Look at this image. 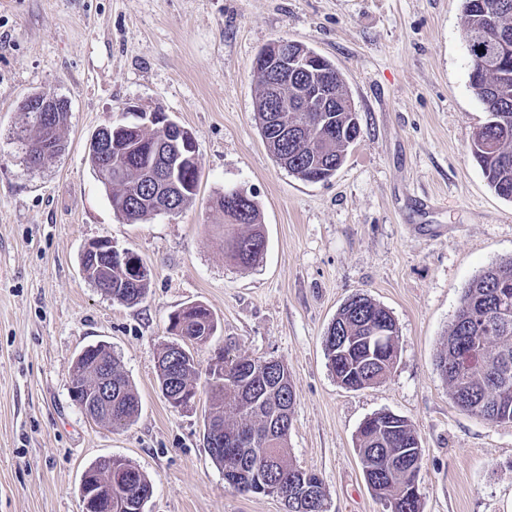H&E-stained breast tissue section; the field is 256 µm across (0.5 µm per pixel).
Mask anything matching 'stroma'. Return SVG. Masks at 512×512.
Here are the masks:
<instances>
[{
    "mask_svg": "<svg viewBox=\"0 0 512 512\" xmlns=\"http://www.w3.org/2000/svg\"><path fill=\"white\" fill-rule=\"evenodd\" d=\"M288 38L341 73L362 133L328 180L302 181L267 149L255 119L254 59ZM464 0H0V512H81L83 472L104 456L151 480L146 512H285L227 485L203 442L209 408L170 407L157 359L169 318L203 303L218 329L195 350L287 365L296 404L288 459L318 474L327 512H388L356 449L379 412L408 419L423 448V512H512V423L461 410L435 366L462 290L512 259V202L470 153L487 114L469 84ZM64 99L62 155L32 170L13 138L20 104ZM190 129L201 161L193 204L137 224L93 174L92 136L127 105ZM258 205L266 251L224 258L215 201ZM111 240L150 271L128 306L85 278L84 245ZM356 293L384 306L398 353L382 383L342 388L323 337ZM107 345L140 411L122 430L72 400L77 355Z\"/></svg>",
    "mask_w": 512,
    "mask_h": 512,
    "instance_id": "obj_1",
    "label": "stroma"
}]
</instances>
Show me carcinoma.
<instances>
[{"mask_svg":"<svg viewBox=\"0 0 512 512\" xmlns=\"http://www.w3.org/2000/svg\"><path fill=\"white\" fill-rule=\"evenodd\" d=\"M490 0H465L464 34L476 32L481 41L468 46L470 56V86H479L477 94L489 114L488 120L474 133L470 153L481 168L488 186L500 198L512 201V94L498 92L499 82L512 87V50L499 56L496 66L476 69L479 54L493 55L501 42L512 43V0H500L499 24L486 23L485 6ZM324 67L335 72L336 101L327 112H303L295 106L288 112H264L268 105L264 87L271 81L267 69L277 66L274 57L256 69L259 93L256 113L263 138L275 136L270 118L297 132L280 143L272 152L276 162L288 160V172L303 181L320 175L332 177L342 166L347 149L360 137L357 111L340 74L328 60ZM36 134L25 130L14 132L26 166L35 169L58 156L63 149L59 134L52 135L46 151L35 161H29V146L44 138L33 119H28ZM115 142L110 171L125 170L121 180L107 177L103 163L89 154L97 179L117 202L126 198L131 209L121 215L135 224L155 214L161 200L151 195L147 180L177 158L171 143L157 139L154 126L142 124L132 129H120L112 134ZM184 169L178 204L185 207L198 193L200 165L182 159ZM224 213V255L236 264L251 266L263 255L265 236L254 200L239 192L238 210L224 206V196L216 200ZM82 271L94 284H102L112 293V299L136 305L146 296L150 277H136L130 262L106 254L81 255ZM508 288L512 295V260L479 274L464 289L460 307L448 331V346L436 366L448 384L455 403L463 410L490 422L512 423V313L505 321L498 316L499 291ZM341 320L327 329L324 350L327 364L341 383L352 391L361 390L380 381L391 370L397 358V327L390 312L367 295L353 294L338 311ZM379 329L390 336L389 342L376 350L363 338ZM170 330L175 336H185L192 345L207 344L217 330L214 316L202 303H191L170 317ZM485 336L483 363L466 365L454 344L466 337ZM112 363V415L99 414L98 421L122 428L134 420L139 411V398L128 376L119 368L111 350L104 345L90 346L77 357L74 381L78 398L95 395V376L100 366ZM197 361L190 349L177 354L167 345L160 353L157 379L161 389H170L186 396L197 394ZM208 392L213 401L203 439H213L224 451L213 452V460L224 470V480L230 481L235 472L243 473L233 487L243 493H257L261 485H278L294 512H323L326 492L320 477L287 462L288 431L291 418L284 416L276 423L274 415L283 402L295 404V391L287 366L276 362L266 366L259 360L224 357V365L209 370ZM356 448L365 480L373 492L385 501L390 512H422L420 496L408 495L416 473L413 466L422 463L423 450L416 430L403 417L386 412L373 416L358 431ZM97 492L103 500L102 512H145L152 485L146 475L131 461L112 457V475H107L96 462L82 475L80 494Z\"/></svg>","mask_w":512,"mask_h":512,"instance_id":"obj_1","label":"carcinoma"}]
</instances>
